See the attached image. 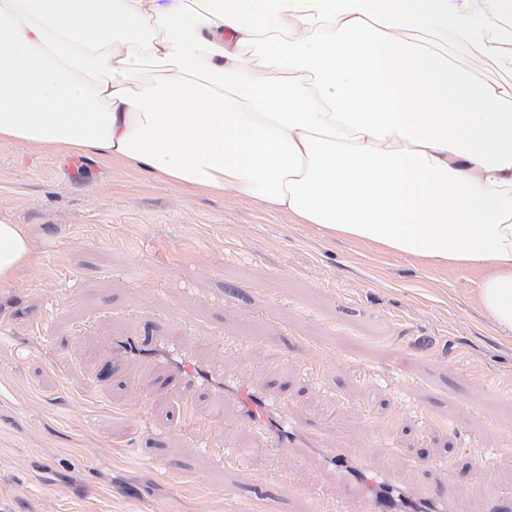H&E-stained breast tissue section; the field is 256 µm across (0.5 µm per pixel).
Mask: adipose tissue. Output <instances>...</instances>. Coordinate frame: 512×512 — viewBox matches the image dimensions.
<instances>
[{
    "mask_svg": "<svg viewBox=\"0 0 512 512\" xmlns=\"http://www.w3.org/2000/svg\"><path fill=\"white\" fill-rule=\"evenodd\" d=\"M471 45L512 75V0H0V140L482 271L512 332V84L458 67ZM31 250L0 215V288Z\"/></svg>",
    "mask_w": 512,
    "mask_h": 512,
    "instance_id": "obj_1",
    "label": "adipose tissue"
}]
</instances>
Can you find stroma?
<instances>
[{
  "instance_id": "stroma-1",
  "label": "stroma",
  "mask_w": 512,
  "mask_h": 512,
  "mask_svg": "<svg viewBox=\"0 0 512 512\" xmlns=\"http://www.w3.org/2000/svg\"><path fill=\"white\" fill-rule=\"evenodd\" d=\"M68 158L0 141V211L33 237L0 288V512H336L333 476L285 463L241 396L172 392L168 363L94 355L110 336L168 337L172 362L241 378L319 447L512 512V333L479 307V271Z\"/></svg>"
}]
</instances>
